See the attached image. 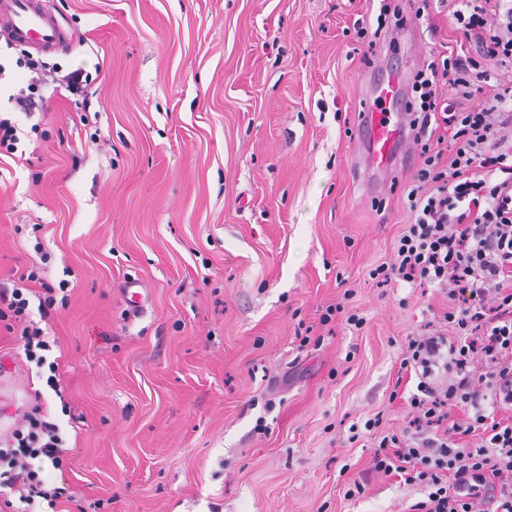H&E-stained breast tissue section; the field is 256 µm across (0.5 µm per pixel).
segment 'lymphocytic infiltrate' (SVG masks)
<instances>
[{"mask_svg":"<svg viewBox=\"0 0 512 512\" xmlns=\"http://www.w3.org/2000/svg\"><path fill=\"white\" fill-rule=\"evenodd\" d=\"M452 17L466 52L430 56L413 76L412 149L419 165L402 186L409 221L377 286L444 285L445 332L408 340L399 375L415 374L408 425L380 432L381 416L364 423L378 432L372 472L397 476L427 491L409 512H512V0H453ZM25 82L8 96L14 112L42 111L44 87L85 96L83 68L65 72L19 49ZM451 135L452 152L435 140ZM36 273L0 286V321L16 330L25 358L46 363L52 345L32 312L47 316L55 288L29 300ZM462 419H452L453 411ZM67 454L56 423L25 414L0 444V494L31 506L55 504L65 489L50 486L45 468L62 469Z\"/></svg>","mask_w":512,"mask_h":512,"instance_id":"1","label":"lymphocytic infiltrate"}]
</instances>
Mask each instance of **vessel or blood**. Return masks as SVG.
I'll return each mask as SVG.
<instances>
[{
  "instance_id": "vessel-or-blood-1",
  "label": "vessel or blood",
  "mask_w": 512,
  "mask_h": 512,
  "mask_svg": "<svg viewBox=\"0 0 512 512\" xmlns=\"http://www.w3.org/2000/svg\"><path fill=\"white\" fill-rule=\"evenodd\" d=\"M0 31L39 51L50 52L65 47L69 41L64 28L40 0H0ZM407 76L401 70H389L371 76L370 95L365 99L362 121L357 128L360 151L369 176L367 191H374L378 177L390 176L403 165L408 155L410 116L403 98Z\"/></svg>"
}]
</instances>
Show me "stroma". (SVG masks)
Segmentation results:
<instances>
[{"label": "stroma", "mask_w": 512, "mask_h": 512, "mask_svg": "<svg viewBox=\"0 0 512 512\" xmlns=\"http://www.w3.org/2000/svg\"><path fill=\"white\" fill-rule=\"evenodd\" d=\"M42 2L70 37L47 62L98 71L90 106L57 95L16 114L23 156L0 158V283L32 270L69 282L42 323L56 370L28 364L0 325V360L67 441L64 469L45 472L70 494L55 512L423 500L370 472L363 424L405 427L416 385L391 399L399 356L448 296L370 279L408 210L400 190L364 193L352 132L369 66L456 48L451 6L408 17L413 38L394 29L396 48L378 43L368 66L346 52L378 0ZM340 301L362 329L321 323ZM358 478L364 495L345 499Z\"/></svg>", "instance_id": "1"}]
</instances>
